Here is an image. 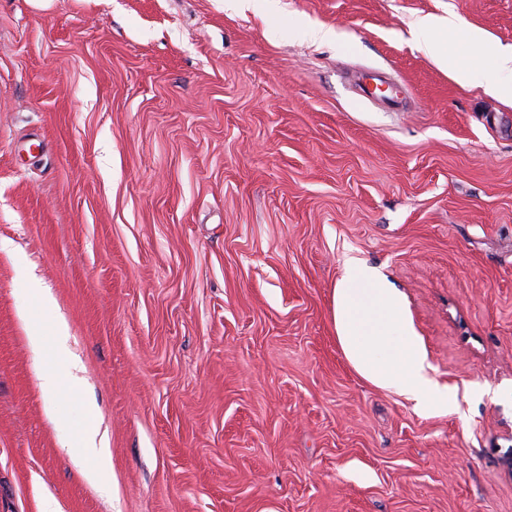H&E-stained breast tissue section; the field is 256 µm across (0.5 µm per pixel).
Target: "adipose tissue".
I'll list each match as a JSON object with an SVG mask.
<instances>
[{"label":"adipose tissue","mask_w":512,"mask_h":512,"mask_svg":"<svg viewBox=\"0 0 512 512\" xmlns=\"http://www.w3.org/2000/svg\"><path fill=\"white\" fill-rule=\"evenodd\" d=\"M333 319L342 352L360 376L417 399L425 409L449 405L429 373L401 295L378 269L349 262L333 290Z\"/></svg>","instance_id":"obj_1"}]
</instances>
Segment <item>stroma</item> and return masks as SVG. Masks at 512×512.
<instances>
[{"label": "stroma", "mask_w": 512, "mask_h": 512, "mask_svg": "<svg viewBox=\"0 0 512 512\" xmlns=\"http://www.w3.org/2000/svg\"><path fill=\"white\" fill-rule=\"evenodd\" d=\"M474 30L512 50V0H0V512H512V72ZM350 258L448 408L345 358ZM59 321L50 418L26 326ZM470 39L480 45L485 55L490 58L494 65L501 70L512 71V52L504 51L497 46L489 44L483 34L479 31H473L470 34ZM68 454L77 462L91 458L98 463L93 472H86L89 480L99 482V475L107 468L108 459L104 451L103 441L98 438V432L94 426H86L80 432L78 438L71 446L67 447Z\"/></svg>", "instance_id": "1"}]
</instances>
